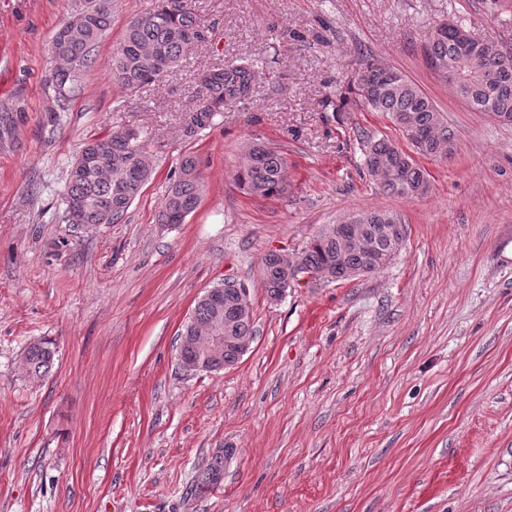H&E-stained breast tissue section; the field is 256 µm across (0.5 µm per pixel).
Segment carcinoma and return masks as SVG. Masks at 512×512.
Listing matches in <instances>:
<instances>
[{"label":"carcinoma","instance_id":"1","mask_svg":"<svg viewBox=\"0 0 512 512\" xmlns=\"http://www.w3.org/2000/svg\"><path fill=\"white\" fill-rule=\"evenodd\" d=\"M112 0H75L51 42L55 65L50 75L51 112H65L81 89V76L92 62L94 51L111 27ZM462 25L451 22L438 32L428 34L423 52L428 65L440 62L458 75L456 96L464 104L489 116H512V56L498 50L497 44L475 41L464 47L460 42ZM201 30L191 0H156V7L132 20L113 53L112 74L129 92L154 82L174 69L194 47L191 39ZM258 73L253 59H239L231 64L203 68L196 73L198 103L182 123L181 134L192 140L199 132L215 125L224 106L249 97ZM354 102L382 112L405 139L410 133L420 136L417 153L425 157L446 159L452 152L455 132L433 101L401 72L377 61H367L358 71L351 87ZM17 123L13 113H0V145L7 147L16 140ZM140 134L133 129L108 132L81 146L72 162L63 187L62 221L73 223L71 207L81 208L80 223L87 226L118 224L134 201L141 196L154 172V163L142 161L147 152L140 146ZM363 163L368 173L379 181L381 189L391 195L412 198L427 187V172L414 158L392 140L361 135ZM287 162L275 148L261 143L250 145L236 171L238 186L259 197L286 192ZM204 184L199 160L185 156L176 179L170 184L157 215L160 224H182L200 205ZM352 224H371L380 249L390 242L384 234L389 224L401 219L392 212L370 211L355 215ZM307 264L321 268L341 259L351 267L364 265L365 250L346 248L336 239L319 232L302 250ZM262 283L268 297L280 293L283 270L274 257L265 255L261 267ZM212 294L200 297L193 313L183 326L181 336H205L215 320H220L231 336L253 334L252 317L237 312L238 291L221 282ZM56 343L39 339L28 344L20 361L25 377L36 381L51 371ZM224 476V455L212 458L198 475L202 487L216 485Z\"/></svg>","mask_w":512,"mask_h":512}]
</instances>
